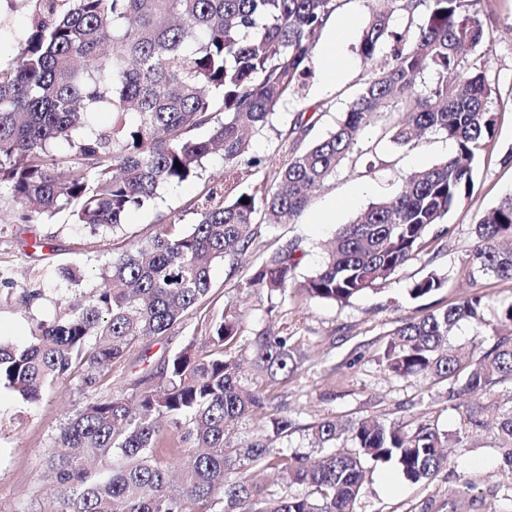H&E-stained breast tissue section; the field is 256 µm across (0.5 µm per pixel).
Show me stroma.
Segmentation results:
<instances>
[{
	"label": "stroma",
	"instance_id": "1",
	"mask_svg": "<svg viewBox=\"0 0 512 512\" xmlns=\"http://www.w3.org/2000/svg\"><path fill=\"white\" fill-rule=\"evenodd\" d=\"M371 6L372 0H337L332 18L345 21L350 34L336 49L341 65L335 81L324 84L327 53L318 48L314 75L302 97L281 103L272 127L252 137L250 154L259 164L237 170L240 188L272 183L276 168L288 158V130L298 113H317L318 120L309 133L315 139L330 132L346 112L370 70L358 56L357 47L361 24ZM477 9L487 41L470 51L466 60L469 67L483 70L488 77L497 126L474 170L473 195L453 207L444 219L448 235L433 240L417 259L342 306L308 299L298 287L289 289L286 296L268 297L265 291L247 285L254 270L252 262L215 261L211 296L201 312L185 318L164 337L139 342L109 368L98 388L100 394H132L144 386H156L163 358L191 339H204L207 318L232 307L243 316L236 353L249 354L253 336L268 329L290 335L305 356L297 373L266 390L271 409L294 421L288 437L276 442L286 453L299 452L313 460L321 457L323 451L314 446L309 426L322 418L346 421L374 416L414 425L429 423L452 431L467 409L481 408L486 428L465 446L453 448L450 465L429 483L406 481L390 463L368 467L356 512H448V486L462 479L476 483L475 493L482 497L486 512H512V497L505 494L512 486V468L503 463L501 441L492 426L497 405L512 397V385L500 387L493 399L461 397L452 408L445 385L394 376L377 360L389 332L402 322L476 291L489 294L493 301L483 311L485 326L460 322L450 333L448 344L490 347L497 308L512 303V283L493 278L472 283L463 273L480 217L512 193V0H479ZM384 125V120H377L360 136V148H377L373 163L362 160L356 166L340 168L313 194L293 223L262 226L258 251L294 239L301 241L307 255L297 270L298 282L319 267L325 246L340 225L385 198L411 172L438 163L454 151L453 143L438 133L426 134L410 147H395L383 140ZM223 184L224 159L216 153L198 178L163 188L155 208L133 211L115 234L106 236L72 224L65 213L51 224L19 222L9 192L0 193V266L13 268L19 285L45 291L28 305L16 300L0 305V337L26 346L32 322L56 318L72 297L89 295L101 287L95 271L111 258L114 248L151 238L161 213L172 216L180 228H188L196 221L191 202L208 188ZM47 235L52 238L51 247L33 250L34 240ZM65 268L73 272V279L62 277ZM432 271L445 277V288L428 299L412 300L408 295L412 283ZM85 401L86 393L75 380L48 389L34 406L0 386V512H50L56 492L44 473V459L53 452L61 426Z\"/></svg>",
	"mask_w": 512,
	"mask_h": 512
}]
</instances>
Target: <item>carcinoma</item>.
<instances>
[{"label": "carcinoma", "instance_id": "1", "mask_svg": "<svg viewBox=\"0 0 512 512\" xmlns=\"http://www.w3.org/2000/svg\"><path fill=\"white\" fill-rule=\"evenodd\" d=\"M374 3L357 52L368 64L390 42V59L372 71L334 130L308 140L299 119L271 186L241 190L232 181L208 189L186 230L158 216L153 238L120 247L98 266L105 287L75 300L68 315L32 325L23 348L0 337V385L31 405L76 376L96 388L137 343L166 335L207 301L213 261L246 258L261 225L293 221L314 188L356 162L360 135L386 101L400 104L388 129L394 144L441 133L455 151L341 225L301 288L310 299L346 304L443 234L435 226L473 193L475 166L496 125L484 72L462 71L467 51L486 42L483 23L470 0ZM11 8L28 10V26L16 35L12 61L0 65V186L8 185L23 222L66 212L73 224L106 235L130 211L155 206L160 188L197 177L218 150L226 169L259 164L247 134L269 126L277 105L308 85L336 0H13ZM397 10L408 14L401 32L390 24ZM426 70L436 72V83L417 92ZM98 112L111 114L110 125L96 127ZM216 112L224 120L214 121ZM60 142L65 155L56 151ZM476 236L467 278L512 283V249L501 247L512 240L511 195L482 215ZM305 255L296 240L264 252L249 285L285 294ZM445 285L431 272L408 293L422 300ZM15 296L29 303L41 291L18 287L0 267V302ZM489 305L475 292L412 318L391 333L379 360L395 376L448 382L450 402L512 383V303L498 311L490 348H441L459 322L482 323ZM241 330L242 315L228 309L211 319L202 343L164 358L156 387L134 398H88L56 437L60 451L49 470L61 496L52 512H355L365 464L392 463L407 481L426 483L448 465L449 445L483 427L472 412L453 434L429 423L408 429L358 419L342 427L328 419L310 426L313 441L332 449L312 465L270 447L293 429L276 413L260 436L233 448L230 431L268 407L264 389L242 381L232 353ZM303 361L290 336L262 331L252 341L250 363L268 384ZM496 429L512 461V405ZM105 457L112 458L108 474L89 466ZM269 469L288 472L305 492L275 494L264 484Z\"/></svg>", "mask_w": 512, "mask_h": 512}]
</instances>
